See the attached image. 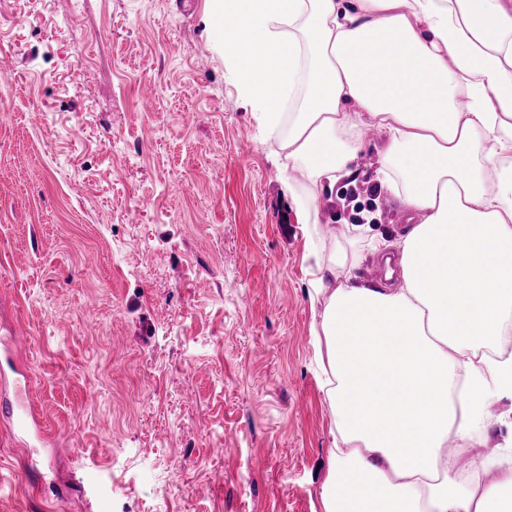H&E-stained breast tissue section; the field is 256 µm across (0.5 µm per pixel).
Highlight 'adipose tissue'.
<instances>
[{"mask_svg": "<svg viewBox=\"0 0 512 512\" xmlns=\"http://www.w3.org/2000/svg\"><path fill=\"white\" fill-rule=\"evenodd\" d=\"M205 21L263 127L288 131L304 224L351 175L365 127L385 137L376 177L410 218L392 243L396 288L358 282L350 227L330 256L311 250L321 389L344 446L324 512H512V465L466 486L447 450L512 399L498 349L512 316V0H207Z\"/></svg>", "mask_w": 512, "mask_h": 512, "instance_id": "obj_1", "label": "adipose tissue"}]
</instances>
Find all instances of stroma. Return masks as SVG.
I'll use <instances>...</instances> for the list:
<instances>
[{"mask_svg": "<svg viewBox=\"0 0 512 512\" xmlns=\"http://www.w3.org/2000/svg\"><path fill=\"white\" fill-rule=\"evenodd\" d=\"M206 0H0V344L51 442L0 421V512H322L334 448L311 245ZM111 135H104V127ZM320 218L407 216L376 152ZM512 447L500 399L459 467Z\"/></svg>", "mask_w": 512, "mask_h": 512, "instance_id": "stroma-1", "label": "stroma"}]
</instances>
